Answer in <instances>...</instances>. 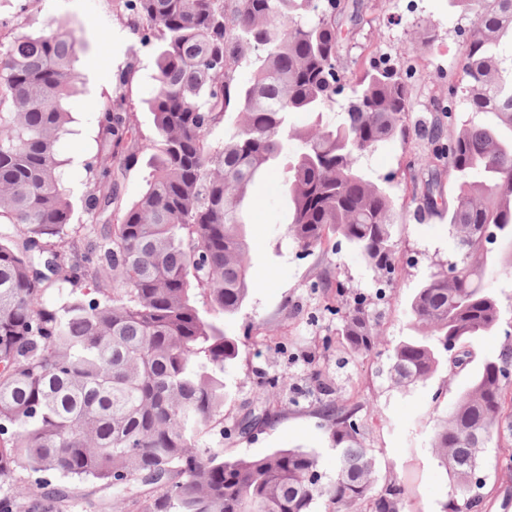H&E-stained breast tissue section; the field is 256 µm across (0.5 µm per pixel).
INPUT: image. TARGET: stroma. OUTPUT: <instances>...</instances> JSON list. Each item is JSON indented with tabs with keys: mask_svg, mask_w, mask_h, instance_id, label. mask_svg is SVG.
<instances>
[{
	"mask_svg": "<svg viewBox=\"0 0 512 512\" xmlns=\"http://www.w3.org/2000/svg\"><path fill=\"white\" fill-rule=\"evenodd\" d=\"M358 5L356 20L344 21L347 35L342 60L349 71L371 69L384 59H395L405 47L407 81L412 112L404 134L361 158L360 166L390 193L395 208L393 236L397 242L396 281L387 301L375 297L372 270L350 246L325 248L305 254L287 233L288 201L282 176L257 180L255 203L246 226L250 276L254 289L235 314L224 317L228 335L243 342L239 357L224 370L227 395L224 420L240 418L257 401L264 381L289 376L287 385L269 391L282 413L249 440L224 443L225 454H262L273 448H302L320 453L322 470L333 474L336 452L316 414L318 397L311 373L321 369L336 396H355L364 404L362 415L370 429L381 475H394L408 488L404 512H441L451 497L453 481L440 466L431 445L434 430L446 418L486 358L498 355L505 332H512V280L496 278L492 287L502 305L498 331L468 341L470 363L461 371L441 365L427 381L399 387L390 379L391 349L413 336L409 304L417 288L437 264L446 262L455 243L447 219L421 213L422 157L435 146L423 126L442 117L448 103V84L456 77V61L472 19L451 0H342ZM57 19L78 40L76 68L82 82L67 99L74 132L61 139L65 159L64 185L73 197L85 191V162L100 149L98 103L111 93L117 71L137 57L138 71L131 87L136 105V129L141 138L155 133L149 102L156 87L153 54L135 49L134 39L109 0H41L31 28ZM348 291L365 296L377 317L383 344L378 354L355 356L336 344L338 315L335 291L313 288L322 272ZM505 448L489 443L481 472L486 485L484 512H512V471L501 466ZM46 493L68 492L59 512H120L111 490L95 484L71 487L52 479Z\"/></svg>",
	"mask_w": 512,
	"mask_h": 512,
	"instance_id": "35a3bbf8",
	"label": "stroma"
}]
</instances>
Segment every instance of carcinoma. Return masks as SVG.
<instances>
[{
  "instance_id": "cac0c4a2",
  "label": "carcinoma",
  "mask_w": 512,
  "mask_h": 512,
  "mask_svg": "<svg viewBox=\"0 0 512 512\" xmlns=\"http://www.w3.org/2000/svg\"><path fill=\"white\" fill-rule=\"evenodd\" d=\"M0 18V489L19 471L29 493L58 476L112 488L138 512H403L406 486L378 484L374 449L355 397L339 398L316 371L317 413L336 447L326 477L300 448L224 456L211 448L249 436L275 415L264 405L217 429L224 418V367L241 341L218 316L236 313L250 279L246 209L261 176L288 162V235L310 253L336 236L382 277L394 273V207L360 159L403 133L411 108L398 69L350 78L338 64L340 0H112L142 46L153 47L155 136H135L129 62L97 107L102 150L87 163L81 207L62 185L57 144L71 134L78 40L61 27L35 33L12 24L39 0H9ZM472 15L460 78L448 89L467 112L430 133L446 137L443 163L458 188L448 217L455 272H434L410 301L422 335L395 345L398 386L431 378L441 351L453 368L460 341L497 329L500 303L487 274L512 276V253L494 254L486 232L512 241V0H452ZM250 77H238L243 65ZM350 91L338 124L323 112ZM305 112L311 126H288ZM148 155L140 194L119 206L126 172ZM57 295L48 297L50 289ZM204 292L202 309L197 293ZM338 335L356 356L379 352L381 336L362 298L344 310ZM512 336L484 361L433 434L454 481L447 512H480L475 481L492 439L512 445ZM0 512H30L27 498L0 497Z\"/></svg>"
}]
</instances>
